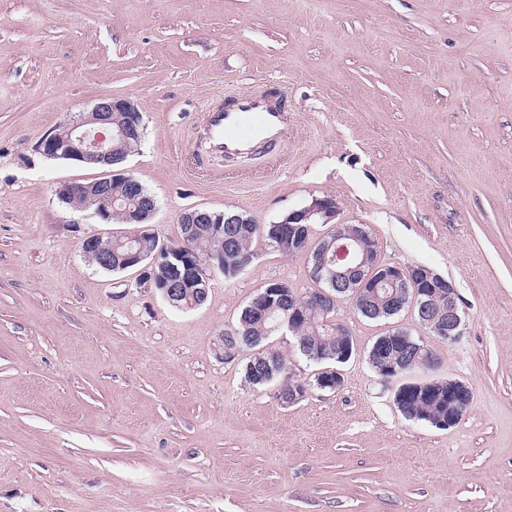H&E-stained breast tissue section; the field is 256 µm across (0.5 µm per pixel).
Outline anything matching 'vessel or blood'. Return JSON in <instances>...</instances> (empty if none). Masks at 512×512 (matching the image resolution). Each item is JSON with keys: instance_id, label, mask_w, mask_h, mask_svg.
I'll return each mask as SVG.
<instances>
[{"instance_id": "vessel-or-blood-1", "label": "vessel or blood", "mask_w": 512, "mask_h": 512, "mask_svg": "<svg viewBox=\"0 0 512 512\" xmlns=\"http://www.w3.org/2000/svg\"><path fill=\"white\" fill-rule=\"evenodd\" d=\"M286 124L276 98L242 94L232 106L208 108L204 131L213 152L232 157L258 148L274 150Z\"/></svg>"}]
</instances>
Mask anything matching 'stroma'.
<instances>
[{
    "mask_svg": "<svg viewBox=\"0 0 512 512\" xmlns=\"http://www.w3.org/2000/svg\"><path fill=\"white\" fill-rule=\"evenodd\" d=\"M246 91L283 94L278 155L207 154L204 106ZM107 97L142 115L124 167L161 242L190 208L270 224L331 197L381 262L454 282L461 338L341 298L339 391L281 332L306 395L248 384L218 338L270 283L316 290L310 253L256 241L189 311L90 264L82 236L129 227L55 188L104 170L34 147ZM400 327L436 359L412 380L470 387L455 426L405 420L369 365ZM0 512H512V0H0Z\"/></svg>",
    "mask_w": 512,
    "mask_h": 512,
    "instance_id": "35a3bbf8",
    "label": "stroma"
}]
</instances>
